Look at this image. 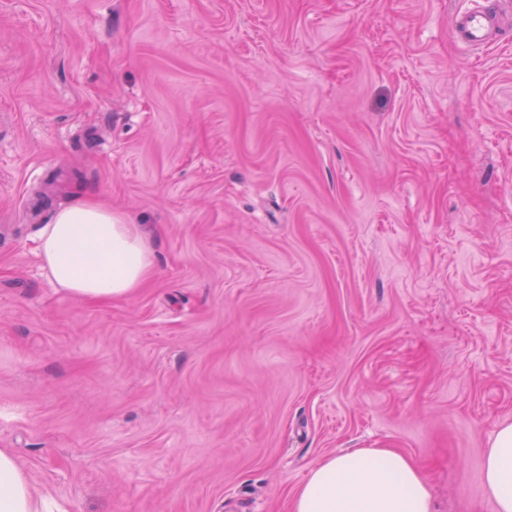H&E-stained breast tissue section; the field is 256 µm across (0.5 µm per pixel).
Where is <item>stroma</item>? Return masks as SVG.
<instances>
[{
	"label": "stroma",
	"instance_id": "1",
	"mask_svg": "<svg viewBox=\"0 0 512 512\" xmlns=\"http://www.w3.org/2000/svg\"><path fill=\"white\" fill-rule=\"evenodd\" d=\"M0 0V448L59 512H290L394 448L492 512L512 422V0ZM91 197L154 274L64 296ZM494 19L482 6L461 14L455 23L456 38L469 46H483L490 41ZM37 251L65 296L110 302L130 296L153 267L149 237L112 208L83 197L57 211L40 230ZM484 482L494 512H512V423L501 424L487 450Z\"/></svg>",
	"mask_w": 512,
	"mask_h": 512
}]
</instances>
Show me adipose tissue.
<instances>
[{
  "label": "adipose tissue",
  "instance_id": "adipose-tissue-1",
  "mask_svg": "<svg viewBox=\"0 0 512 512\" xmlns=\"http://www.w3.org/2000/svg\"><path fill=\"white\" fill-rule=\"evenodd\" d=\"M37 251L65 296L104 303L130 296L153 267L149 237L110 207L83 197L57 211L39 232ZM484 482L494 512H512V423L487 450ZM14 456L0 449V512H45ZM292 512H434L428 481L392 448H356L325 456L297 488Z\"/></svg>",
  "mask_w": 512,
  "mask_h": 512
}]
</instances>
